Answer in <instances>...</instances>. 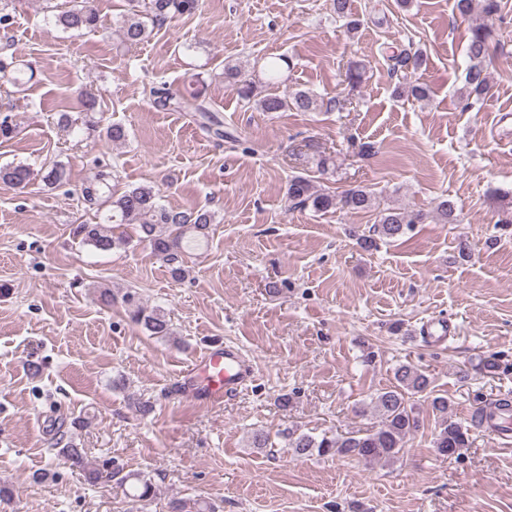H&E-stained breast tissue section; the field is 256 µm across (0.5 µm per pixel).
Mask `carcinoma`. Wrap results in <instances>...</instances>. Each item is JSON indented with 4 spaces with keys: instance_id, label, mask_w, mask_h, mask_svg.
Listing matches in <instances>:
<instances>
[{
    "instance_id": "obj_1",
    "label": "carcinoma",
    "mask_w": 512,
    "mask_h": 512,
    "mask_svg": "<svg viewBox=\"0 0 512 512\" xmlns=\"http://www.w3.org/2000/svg\"><path fill=\"white\" fill-rule=\"evenodd\" d=\"M74 5L55 15V23L65 31L81 34L98 28L99 16L88 5V0H73ZM128 13L119 21L122 40L129 45L145 41L151 34L149 26H158L177 17L191 16L200 7V0H128ZM331 9L338 17L346 20L347 31L353 33L360 26V20L349 12L348 0H331ZM481 10L485 20L474 27L467 47L470 65L465 76V92L462 94L463 108H469L485 99L492 85L489 57V43L493 36V20L501 10L500 0H481ZM390 74L397 77L398 87L416 99L428 95L427 87L410 81L411 74L425 64L420 51L402 49L387 55ZM293 68L292 61L283 56L265 58L262 72L266 83L278 82L283 74ZM0 79L20 84L25 72L6 57L0 58ZM224 80L238 85L242 99L254 101L264 112H310L316 109V99L306 90H296L284 96L259 95L260 81L245 75V70L237 64L224 65ZM152 103L157 107H174L180 111L195 112L203 119L202 128L217 137L224 136L219 121L210 114L207 103L200 99V92L187 90L179 93L163 84L150 89ZM40 181L49 188H57L68 180L65 165L54 163L39 172H34L25 164H10L0 167V184L13 189H24L32 180ZM114 170L109 164L98 165L94 178L79 190V201L89 208L111 207V221L114 224H133L137 227L138 241L146 242L153 254L166 263L173 275L182 271V256L196 242V237L205 234L214 214L205 208L172 209L160 203V192L148 185L132 186L116 197L112 193ZM286 200L292 209L310 208L316 212L342 209L348 212L374 211L376 223L368 233L358 237L361 248L370 250L377 242H395L403 238L411 225L423 221L424 215L402 207H380L374 193L362 186L352 187L339 195L326 192L305 176H294L288 180ZM434 213L445 224L457 222L456 204L453 200L441 197L434 206ZM82 243L100 252L130 244V240L115 237L111 230L102 224H79L73 230ZM131 321L142 326L152 336L166 338L171 335L169 321L160 309L145 308L132 290L122 295ZM431 380L421 369L411 365L398 366L393 374L391 386L378 392L372 398V409L379 418L376 425L351 436H314L310 433L290 430L285 435L286 445L298 458L336 457L352 458L367 465L390 463L397 460L407 443V438L420 427L411 397L425 393ZM431 405L440 418L434 437V448L443 457H460L461 449L469 444V429L452 419L448 413V398L435 396ZM505 407H512L507 399H498L480 408L476 418L483 423ZM59 453L73 463L88 469L89 475L96 470L85 461L80 449L73 443L59 449ZM133 497L146 501L156 493V486L144 477H135L132 485Z\"/></svg>"
}]
</instances>
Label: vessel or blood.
I'll return each instance as SVG.
<instances>
[{
    "mask_svg": "<svg viewBox=\"0 0 512 512\" xmlns=\"http://www.w3.org/2000/svg\"><path fill=\"white\" fill-rule=\"evenodd\" d=\"M254 368L234 345L215 344L193 364L182 382V393L206 406L224 402L249 384Z\"/></svg>",
    "mask_w": 512,
    "mask_h": 512,
    "instance_id": "vessel-or-blood-1",
    "label": "vessel or blood"
}]
</instances>
